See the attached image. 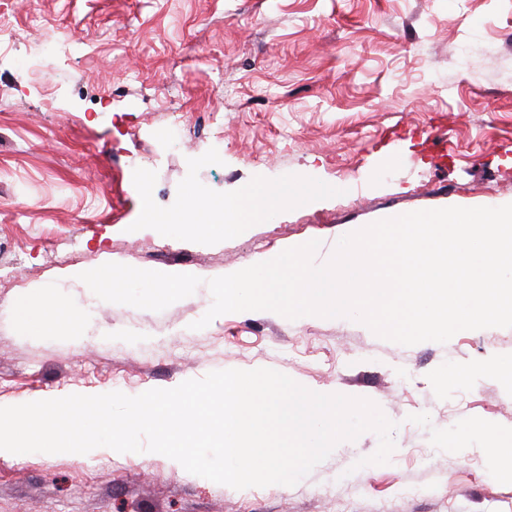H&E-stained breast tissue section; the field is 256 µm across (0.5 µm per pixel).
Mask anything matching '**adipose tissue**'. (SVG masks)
<instances>
[{"label":"adipose tissue","mask_w":512,"mask_h":512,"mask_svg":"<svg viewBox=\"0 0 512 512\" xmlns=\"http://www.w3.org/2000/svg\"><path fill=\"white\" fill-rule=\"evenodd\" d=\"M308 192V187L293 183L282 184L274 189L263 184L253 185L242 191L235 199L208 200L207 210L219 214L226 224H241L249 218H264L277 206L296 203ZM18 311L24 324L33 332L42 331L50 322L72 330L81 322L80 317L72 312L70 305L58 297L52 299L48 311L37 312L25 301L19 303Z\"/></svg>","instance_id":"obj_1"}]
</instances>
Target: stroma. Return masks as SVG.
I'll list each match as a JSON object with an SVG mask.
<instances>
[{"label": "stroma", "mask_w": 512, "mask_h": 512, "mask_svg": "<svg viewBox=\"0 0 512 512\" xmlns=\"http://www.w3.org/2000/svg\"><path fill=\"white\" fill-rule=\"evenodd\" d=\"M0 406L135 396L212 371L270 368L367 398L395 422L338 444L296 485L237 490L164 455L99 447L0 454V512H512L495 437L512 430V328L404 346L348 318L226 313L195 330L209 279L378 220L512 202V0H0ZM81 50L37 75L43 33ZM448 118L447 159L388 127ZM325 194L231 231L148 224L193 195L263 182ZM193 274L163 311L99 300L106 262ZM86 312L78 335L30 332V295ZM467 380L442 386L446 370Z\"/></svg>", "instance_id": "35a3bbf8"}]
</instances>
